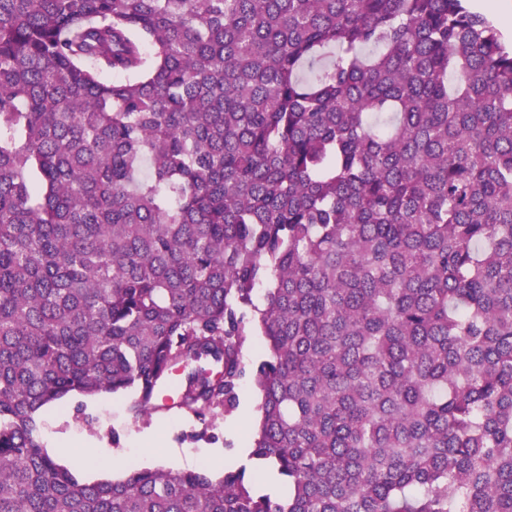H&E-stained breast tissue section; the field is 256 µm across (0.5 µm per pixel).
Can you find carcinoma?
<instances>
[{
  "label": "carcinoma",
  "instance_id": "1",
  "mask_svg": "<svg viewBox=\"0 0 512 512\" xmlns=\"http://www.w3.org/2000/svg\"><path fill=\"white\" fill-rule=\"evenodd\" d=\"M248 376L282 499L44 446L43 408L120 392L208 440ZM0 512H512L498 29L464 0H0Z\"/></svg>",
  "mask_w": 512,
  "mask_h": 512
}]
</instances>
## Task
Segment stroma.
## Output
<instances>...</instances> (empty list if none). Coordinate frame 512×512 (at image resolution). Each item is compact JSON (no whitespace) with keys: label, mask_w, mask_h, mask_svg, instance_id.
I'll return each instance as SVG.
<instances>
[{"label":"stroma","mask_w":512,"mask_h":512,"mask_svg":"<svg viewBox=\"0 0 512 512\" xmlns=\"http://www.w3.org/2000/svg\"><path fill=\"white\" fill-rule=\"evenodd\" d=\"M131 393L106 394L94 399L76 395L66 405L49 406L42 410L41 423L44 443L58 439L76 445L92 446V454L83 458L80 477L88 482L102 479L103 466L112 458L114 448H123L126 463H140L141 441L145 434L156 433L163 447L197 452L204 447L222 449L225 465H232L239 448L251 446L253 430L243 419V409L220 416L213 439L193 442L189 433L197 427L187 416L158 414L150 422L135 420L127 410Z\"/></svg>","instance_id":"35a3bbf8"}]
</instances>
